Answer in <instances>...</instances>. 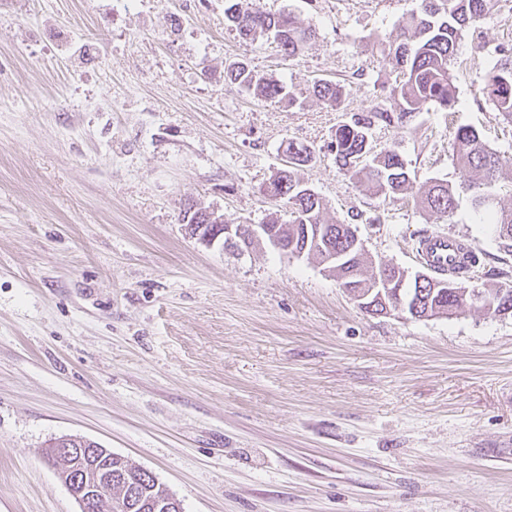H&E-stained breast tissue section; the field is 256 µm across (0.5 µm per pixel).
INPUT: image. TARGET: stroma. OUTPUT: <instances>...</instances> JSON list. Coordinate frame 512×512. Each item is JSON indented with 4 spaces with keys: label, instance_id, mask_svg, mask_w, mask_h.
<instances>
[{
    "label": "stroma",
    "instance_id": "1",
    "mask_svg": "<svg viewBox=\"0 0 512 512\" xmlns=\"http://www.w3.org/2000/svg\"><path fill=\"white\" fill-rule=\"evenodd\" d=\"M314 38L242 39L225 0H0V512H80L42 451L80 436L152 473L183 512H512V317L361 310L318 262L192 238L186 208L287 217L262 184L288 142L324 216L420 272L423 234L500 251L460 192L451 217L361 192L328 145L395 74L421 0H258ZM457 45L459 104L376 125L414 185H459L474 128L512 171V125ZM243 62L295 105L230 83ZM339 81V109L311 92Z\"/></svg>",
    "mask_w": 512,
    "mask_h": 512
}]
</instances>
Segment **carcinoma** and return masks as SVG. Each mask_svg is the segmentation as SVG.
<instances>
[{"mask_svg":"<svg viewBox=\"0 0 512 512\" xmlns=\"http://www.w3.org/2000/svg\"><path fill=\"white\" fill-rule=\"evenodd\" d=\"M501 0H422L416 13L398 24L396 45L388 64L397 72L389 91L388 104L356 114L351 121L336 127L330 142L336 165L355 185L366 192L395 197L412 192L420 208L440 216L452 213L457 188L440 179L413 190L405 164L394 149L368 157L370 145L367 132L377 122L400 127L426 105L448 111L457 103V90L450 66L456 60V46L463 28L493 17ZM224 19L246 39L273 40L286 56L300 52L312 37V30L303 26L292 13L272 14L254 0H228ZM495 62L485 76L484 91L493 101L496 112L512 124V47L494 48ZM230 82L238 84L265 99L288 100L294 103L286 86L258 75L240 63L227 72ZM313 95L330 108L339 106L344 87L330 80H318ZM452 157L461 173L460 188L471 192L474 210L481 220L494 227L501 250L512 253V207H497L494 187L503 178V166L495 152L468 126L457 128L451 144ZM288 166L278 170L261 186V192L274 203L288 205V221L271 217L267 223L279 227L295 249L305 250L304 257L323 262L322 247L330 245L336 252V276L348 283L370 287L386 271L396 273L391 264H375L358 255L354 234L349 225L330 223L323 218V204L311 188L296 176L295 170L312 160V151L305 145L287 144ZM320 225L331 231L329 242L305 240L295 232L296 223ZM431 306L439 310H463L467 307L454 288L427 289ZM112 472L120 474L114 482L115 495L123 496L128 512H163L166 504L159 501V490L152 475L128 462L112 461Z\"/></svg>","mask_w":512,"mask_h":512,"instance_id":"cac0c4a2","label":"carcinoma"}]
</instances>
